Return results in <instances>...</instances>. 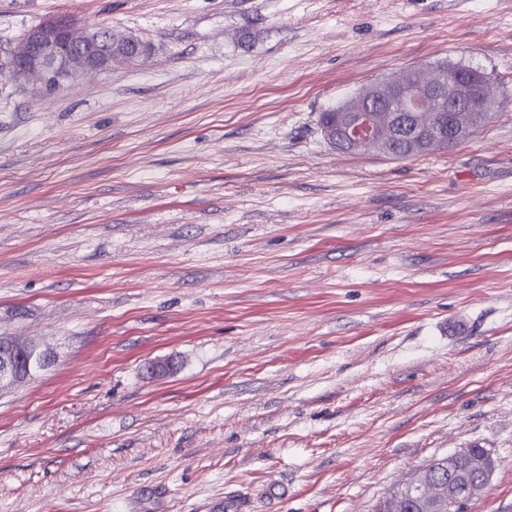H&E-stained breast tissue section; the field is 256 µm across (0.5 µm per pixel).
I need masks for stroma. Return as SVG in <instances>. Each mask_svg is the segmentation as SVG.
I'll return each instance as SVG.
<instances>
[{"instance_id":"stroma-1","label":"stroma","mask_w":512,"mask_h":512,"mask_svg":"<svg viewBox=\"0 0 512 512\" xmlns=\"http://www.w3.org/2000/svg\"><path fill=\"white\" fill-rule=\"evenodd\" d=\"M144 59L0 70V512H374L485 449L512 512V0H0ZM444 62L500 114L408 159L320 112ZM44 360L45 356L37 353L36 347L27 340L0 343V390L23 381L31 364ZM444 458L432 461L423 470H420L415 474L416 476L414 477V480L417 483L416 488L418 489V494L416 495L414 502H401L406 484L409 487V493L411 495L415 493L414 482L408 481L403 486L398 487L383 498L377 505L376 511L380 505H385L386 510L377 512H423L429 510L431 500L436 493V480L440 477V474L437 475L436 471L441 467L446 469V473L448 471V465L440 461ZM396 502L401 503L403 506L401 508H394L393 505ZM404 504L406 505L404 506Z\"/></svg>"}]
</instances>
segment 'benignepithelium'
Instances as JSON below:
<instances>
[{
  "mask_svg": "<svg viewBox=\"0 0 512 512\" xmlns=\"http://www.w3.org/2000/svg\"><path fill=\"white\" fill-rule=\"evenodd\" d=\"M76 36V27L67 17L55 15L45 19L26 34L30 49L18 60L16 71L22 77L69 78L76 58L69 52L66 41L72 42ZM78 59L83 73L98 74L109 67L112 54ZM497 102L487 82L470 83L458 70L450 68L437 72L431 79L411 84L394 81L368 93L365 104L354 109V117L345 126L344 133L352 143L371 140L372 112H489ZM43 360L45 356L27 340L0 343V390L23 381L31 364ZM494 470L495 466H487L462 492L456 488L457 481L448 478V485L441 487L440 498L448 499V509L452 512H462L471 498L489 490Z\"/></svg>",
  "mask_w": 512,
  "mask_h": 512,
  "instance_id": "obj_1",
  "label": "benign epithelium"
}]
</instances>
